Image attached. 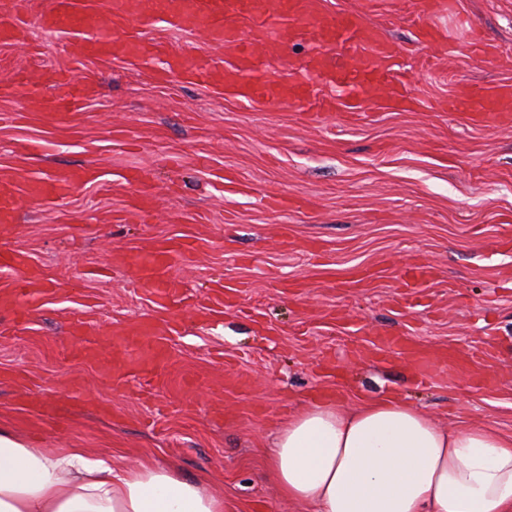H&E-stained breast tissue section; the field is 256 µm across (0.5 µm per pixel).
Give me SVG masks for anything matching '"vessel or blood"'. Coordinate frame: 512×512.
I'll return each instance as SVG.
<instances>
[{"label": "vessel or blood", "mask_w": 512, "mask_h": 512, "mask_svg": "<svg viewBox=\"0 0 512 512\" xmlns=\"http://www.w3.org/2000/svg\"><path fill=\"white\" fill-rule=\"evenodd\" d=\"M409 8L421 23L420 42L436 41L439 32L434 16L447 8L446 0H409ZM30 9L27 0H0V42L20 43L24 35V17ZM311 0H111L107 20H98L86 0H54L51 8L38 13L45 27L65 36L66 46L77 59L93 56L133 55L145 62L161 58L165 72L186 73L207 90H219L249 104L300 105L306 118L322 122L335 111L360 115L369 93H378L381 108L410 111L416 102L407 94L408 79L397 68L398 46L389 40L383 28L368 26L359 12H338L316 27H309ZM251 18L250 28H242L240 18ZM164 24L200 33L205 42L224 49L223 69L209 59L166 54L160 44L147 43L134 36L138 26ZM306 41L308 52L300 69L285 79L271 78L260 60V51L287 53L298 41ZM79 95L66 90L51 97L47 106L57 118L66 117L77 105ZM451 112H466L472 122L498 126L512 122V84H463L443 103ZM97 172L83 167L64 175H52L19 184L13 176L0 175V223H13L21 198L34 202L66 196L76 186L96 181ZM176 245L157 251L155 259L136 269L140 281L148 285L155 299L169 303L180 294L179 280L168 277L167 257ZM0 267L14 272L10 291L23 307L37 304L42 292L37 276L17 255L0 257ZM176 322L165 328L138 321L120 329L124 346L123 360L113 362L109 371L127 372L136 364L142 349L161 354L163 335L177 332ZM396 349L410 350L415 373L423 379L434 378L449 366L469 369L482 386L495 385L497 379L473 366L470 358L454 351L409 348L404 336H382L373 345L374 354Z\"/></svg>", "instance_id": "vessel-or-blood-1"}]
</instances>
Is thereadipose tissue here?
Returning <instances> with one entry per match:
<instances>
[{
	"label": "adipose tissue",
	"instance_id": "ef3b65f1",
	"mask_svg": "<svg viewBox=\"0 0 512 512\" xmlns=\"http://www.w3.org/2000/svg\"><path fill=\"white\" fill-rule=\"evenodd\" d=\"M268 475L309 512H512V437L448 431L382 398L307 405L278 430ZM0 512H225L199 481L146 463L122 469L79 448H35L0 433Z\"/></svg>",
	"mask_w": 512,
	"mask_h": 512
}]
</instances>
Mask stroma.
<instances>
[{"instance_id":"stroma-1","label":"stroma","mask_w":512,"mask_h":512,"mask_svg":"<svg viewBox=\"0 0 512 512\" xmlns=\"http://www.w3.org/2000/svg\"><path fill=\"white\" fill-rule=\"evenodd\" d=\"M340 11L385 25L419 110L372 102L361 119L312 123L296 107L250 108L175 74L160 79L132 58L72 59L35 21L24 44H0V82L24 70L42 79V96L64 82L94 85L62 121L40 98L0 92V169L23 181L88 165L100 173L54 202L21 200L17 221L0 224V254L24 253L44 290L21 322L0 307L11 327L0 337V430L120 468L174 467L234 512H302L268 478L266 450L323 390L347 409L393 396L448 430L512 435V249L494 246L512 233V125L489 128L439 107L462 83H512V65L460 49L425 66L404 0H316L312 19ZM467 22L512 53V0H451L435 24L460 42ZM140 34L224 60L197 34ZM134 168L148 170L153 187L147 221L124 180ZM271 192L302 204L267 206ZM170 241L190 249L169 259L182 293L164 307L127 263ZM415 263L433 278L398 301L400 273ZM354 265L373 278L337 288ZM141 318L180 325L153 376L117 382L73 357ZM76 321L85 335H72ZM387 335L486 349L499 384L480 388L450 368L414 384L406 355L371 357ZM229 367L245 385L226 388Z\"/></svg>"}]
</instances>
